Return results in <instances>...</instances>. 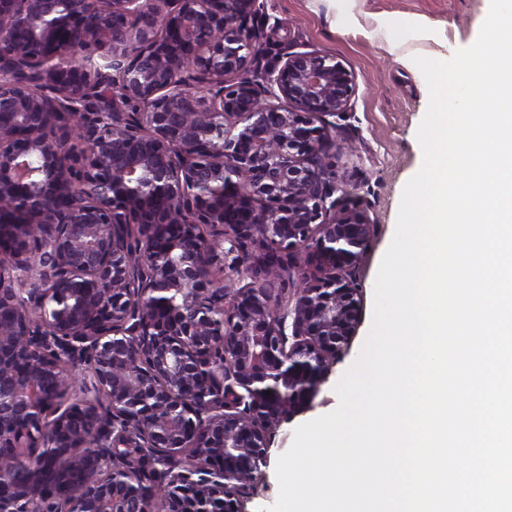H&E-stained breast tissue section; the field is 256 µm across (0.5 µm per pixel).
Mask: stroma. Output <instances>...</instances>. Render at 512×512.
I'll list each match as a JSON object with an SVG mask.
<instances>
[{"label":"stroma","instance_id":"1","mask_svg":"<svg viewBox=\"0 0 512 512\" xmlns=\"http://www.w3.org/2000/svg\"><path fill=\"white\" fill-rule=\"evenodd\" d=\"M488 8L487 0H264L267 23L275 28L269 54L333 56L356 76L350 111L337 120L336 141L326 144L322 156L337 179L348 185L349 204L367 209L374 232L355 271L361 323L311 406L282 422L272 435L266 462L243 500L244 512H259L276 502L278 458L290 448L296 427L337 408L335 387L356 362L372 328L375 280L394 235L401 194L423 162L417 131L429 94L413 58L448 59L470 46ZM393 16L426 26L430 37H412L399 49H390L378 28Z\"/></svg>","mask_w":512,"mask_h":512}]
</instances>
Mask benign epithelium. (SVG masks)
Masks as SVG:
<instances>
[{"mask_svg": "<svg viewBox=\"0 0 512 512\" xmlns=\"http://www.w3.org/2000/svg\"><path fill=\"white\" fill-rule=\"evenodd\" d=\"M263 19L260 0H0V512L51 488L53 512H242L354 336L374 222L321 154L356 77L287 52L256 80ZM301 251L289 304L268 282Z\"/></svg>", "mask_w": 512, "mask_h": 512, "instance_id": "benign-epithelium-1", "label": "benign epithelium"}]
</instances>
